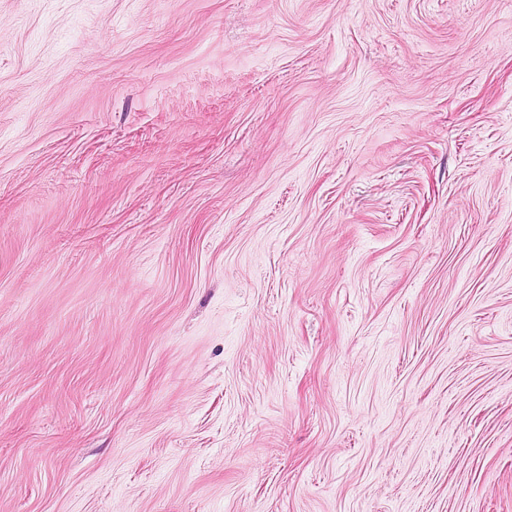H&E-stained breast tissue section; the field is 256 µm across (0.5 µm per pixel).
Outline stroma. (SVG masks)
Instances as JSON below:
<instances>
[{"instance_id": "1", "label": "stroma", "mask_w": 512, "mask_h": 512, "mask_svg": "<svg viewBox=\"0 0 512 512\" xmlns=\"http://www.w3.org/2000/svg\"><path fill=\"white\" fill-rule=\"evenodd\" d=\"M0 512H512V0H0Z\"/></svg>"}]
</instances>
